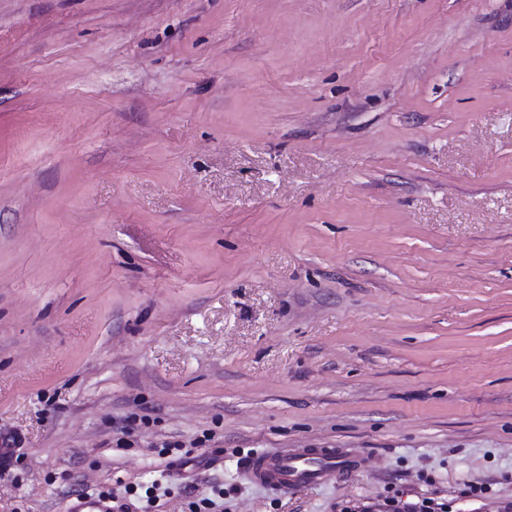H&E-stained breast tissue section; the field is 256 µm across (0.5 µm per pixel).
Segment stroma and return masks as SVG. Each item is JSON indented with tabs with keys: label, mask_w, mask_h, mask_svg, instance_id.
Returning <instances> with one entry per match:
<instances>
[{
	"label": "stroma",
	"mask_w": 512,
	"mask_h": 512,
	"mask_svg": "<svg viewBox=\"0 0 512 512\" xmlns=\"http://www.w3.org/2000/svg\"><path fill=\"white\" fill-rule=\"evenodd\" d=\"M1 432L0 512H503L512 0H0ZM367 458L365 448H281L248 456L240 472L253 484L287 493L362 472ZM106 495H88L84 498L77 497L76 500L70 501L64 512H119L114 511L112 507V499H115L111 493ZM444 509V503L435 502L432 498H422L415 502L386 498L382 502H360L353 505V509L350 510L353 512H445Z\"/></svg>",
	"instance_id": "stroma-1"
}]
</instances>
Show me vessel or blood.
<instances>
[{
	"mask_svg": "<svg viewBox=\"0 0 512 512\" xmlns=\"http://www.w3.org/2000/svg\"><path fill=\"white\" fill-rule=\"evenodd\" d=\"M367 458L362 448H281L248 456L241 461L240 471L251 483L287 493L361 472ZM65 512H114V509L111 497L97 494L70 501Z\"/></svg>",
	"mask_w": 512,
	"mask_h": 512,
	"instance_id": "1",
	"label": "vessel or blood"
}]
</instances>
